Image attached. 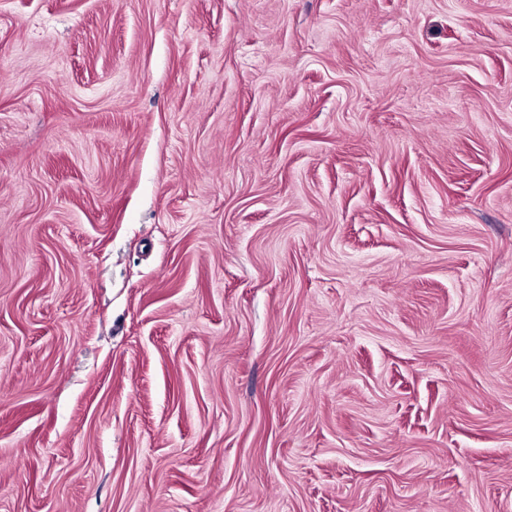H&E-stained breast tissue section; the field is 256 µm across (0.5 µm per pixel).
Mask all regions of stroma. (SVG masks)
Segmentation results:
<instances>
[{
	"label": "stroma",
	"instance_id": "obj_1",
	"mask_svg": "<svg viewBox=\"0 0 512 512\" xmlns=\"http://www.w3.org/2000/svg\"><path fill=\"white\" fill-rule=\"evenodd\" d=\"M0 512H512V0H0Z\"/></svg>",
	"mask_w": 512,
	"mask_h": 512
}]
</instances>
